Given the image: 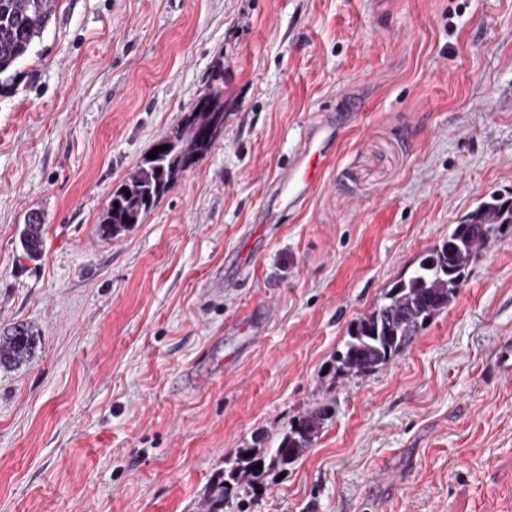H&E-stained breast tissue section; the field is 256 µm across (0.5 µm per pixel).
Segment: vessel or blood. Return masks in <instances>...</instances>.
<instances>
[{
	"label": "vessel or blood",
	"instance_id": "vessel-or-blood-1",
	"mask_svg": "<svg viewBox=\"0 0 512 512\" xmlns=\"http://www.w3.org/2000/svg\"><path fill=\"white\" fill-rule=\"evenodd\" d=\"M339 125V119L325 114L305 129L293 162L273 183L261 212L262 223H277L283 211L303 206L320 185L327 147L334 142Z\"/></svg>",
	"mask_w": 512,
	"mask_h": 512
}]
</instances>
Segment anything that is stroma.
<instances>
[{
    "mask_svg": "<svg viewBox=\"0 0 512 512\" xmlns=\"http://www.w3.org/2000/svg\"><path fill=\"white\" fill-rule=\"evenodd\" d=\"M224 67V129L120 238L100 211ZM0 90V512H206L236 449L333 416L224 512H512V228L372 375L351 325L490 195L512 198V0H59ZM360 110H353L354 101ZM342 114L321 186L258 225L306 127ZM46 226L23 257L31 214ZM240 286L204 302L252 226ZM267 305L262 335L225 325ZM219 344L213 381L182 377ZM45 224L35 215L24 224L19 235L20 245L29 259H37L43 251ZM37 347V338L28 326L16 324L0 331V369L9 371L26 365Z\"/></svg>",
    "mask_w": 512,
    "mask_h": 512,
    "instance_id": "stroma-1",
    "label": "stroma"
}]
</instances>
